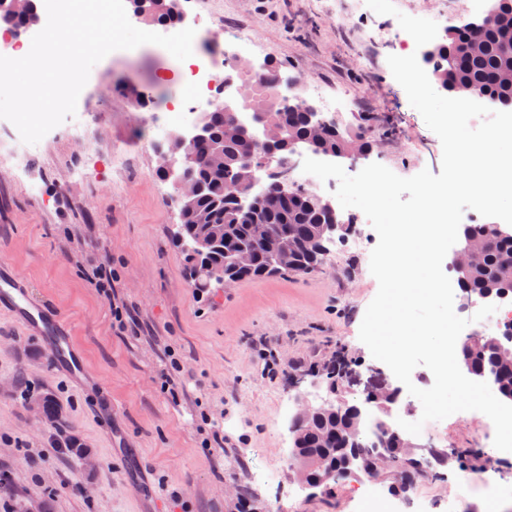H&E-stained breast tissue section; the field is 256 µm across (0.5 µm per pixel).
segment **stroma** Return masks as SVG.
<instances>
[{
    "label": "stroma",
    "instance_id": "obj_1",
    "mask_svg": "<svg viewBox=\"0 0 512 512\" xmlns=\"http://www.w3.org/2000/svg\"><path fill=\"white\" fill-rule=\"evenodd\" d=\"M467 0H394L398 11L441 16L445 27L472 18ZM244 28L258 55L282 63L300 81L344 94L343 120L379 144L369 160L401 177L425 165L440 169L438 136L413 108L387 63L400 33L395 17L368 10L361 0H216L210 36ZM177 60L144 44L110 53L91 70L88 100L75 121L104 113L86 138L49 133L32 146L25 168L12 157L18 137L0 125V260L25 279L37 300L68 322L97 390L54 370L36 337L0 311V473L10 487L0 512H239L248 501L258 512H343L357 474L331 489L306 488L297 473L288 406L297 390H310L309 360L343 348L360 383L344 398L365 406L362 385L374 371L399 382L359 339L365 311L378 292L370 254L378 235L356 208L339 209L352 220L361 243L337 237L325 264L301 276L279 275L198 293L174 243L179 211L173 183L156 177L157 147L168 129L150 128L113 82L132 77L155 92L159 71ZM373 119H365L364 107ZM126 153L123 170L99 166L76 180L71 169L87 153ZM108 270L112 288L101 291ZM280 373H266L268 361ZM180 363L182 373L172 371ZM174 375L175 392L162 387ZM53 393L62 408L50 423L21 395ZM113 408L111 427L100 419ZM224 432V449L208 448L212 423ZM492 421L478 411L459 423L424 424L403 433L417 456L442 451L438 486L455 494L459 512H484L480 489H512V458L494 464L449 454L491 445ZM76 437L92 458L78 464L60 444ZM265 473L254 481V473Z\"/></svg>",
    "mask_w": 512,
    "mask_h": 512
}]
</instances>
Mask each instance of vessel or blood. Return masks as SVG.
Wrapping results in <instances>:
<instances>
[{
	"instance_id": "1",
	"label": "vessel or blood",
	"mask_w": 512,
	"mask_h": 512,
	"mask_svg": "<svg viewBox=\"0 0 512 512\" xmlns=\"http://www.w3.org/2000/svg\"><path fill=\"white\" fill-rule=\"evenodd\" d=\"M0 311L42 339L55 367L77 379H86L83 355L59 313L35 300L27 282L3 261H0Z\"/></svg>"
}]
</instances>
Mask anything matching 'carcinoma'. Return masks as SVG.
<instances>
[{
	"label": "carcinoma",
	"mask_w": 512,
	"mask_h": 512,
	"mask_svg": "<svg viewBox=\"0 0 512 512\" xmlns=\"http://www.w3.org/2000/svg\"><path fill=\"white\" fill-rule=\"evenodd\" d=\"M24 13L0 8V20L14 21L23 29L40 18L36 0ZM140 12L141 20L162 26L180 22V17L169 6L168 0H130ZM493 8L499 10L501 19L493 27H478L468 23L448 31L445 38L434 44L431 55L425 60L436 80L445 88L472 87L484 97L503 108L512 109V0H497ZM282 65L266 63V76L255 80L247 109L269 110L272 122L285 127L288 138L304 143L312 131L313 115L306 109L288 104L277 110L269 109L277 96L276 74ZM210 134L193 139L182 148L187 158L182 175L201 186L196 202V213L179 216L176 232L189 271V278L197 291H209L211 276L223 275L239 281L263 279L280 274L305 275L324 264L330 237L322 234L328 224L336 223V216L313 206L305 194L285 195L277 181L268 176L261 189L253 194V209H243L235 198L225 192V179L243 175L252 180L259 178L260 169L247 173L240 168L242 159L251 153L252 145L236 138L230 126L240 122L238 113L214 109L206 113ZM224 152V170L208 166L207 159L216 148ZM372 141L363 134L350 135L339 125H330L319 135L315 151L323 155H336L338 151L367 153ZM259 211L263 222L272 231L287 234L295 243L278 263H271L260 244L252 239L251 213ZM211 232L215 243L205 254L194 250L196 238ZM466 235L478 242L480 257L468 270L457 273L461 290L468 296L485 299L512 297V233L494 224H470ZM249 245L253 261L249 268L241 269L232 261V253L240 245ZM471 372L490 374L502 398L512 401V348L502 347L491 337L475 340L460 351ZM327 381L332 390H343L345 378L352 370L351 362L341 353L328 358ZM42 414L52 423L62 417L61 407L52 395L43 397ZM361 420L360 409L355 405H338L323 408L319 416L302 422L296 434L294 447L298 448L297 461L303 477L312 474L310 464L315 456L334 455L339 448H347L364 464L375 462L374 448L359 441L353 434ZM397 484H411L414 477L423 473V463L413 460L389 468Z\"/></svg>",
	"instance_id": "obj_1"
}]
</instances>
